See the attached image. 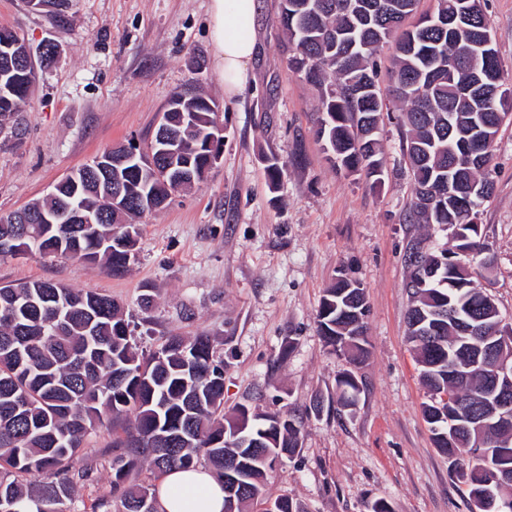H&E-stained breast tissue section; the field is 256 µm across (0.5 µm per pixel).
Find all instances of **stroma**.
<instances>
[{"instance_id":"stroma-1","label":"stroma","mask_w":512,"mask_h":512,"mask_svg":"<svg viewBox=\"0 0 512 512\" xmlns=\"http://www.w3.org/2000/svg\"><path fill=\"white\" fill-rule=\"evenodd\" d=\"M278 0H258L256 53L241 94L224 95L209 37V0H68L56 22L28 0H0V28L34 47L54 41L38 67L30 104L0 128V214L42 198L69 171L118 144L146 145L174 92L203 89L219 106L223 155L203 182L138 218L127 271L55 255L0 260V285L50 281L111 296L125 309L140 350L171 335L217 337L224 357V410H292L300 446L265 480L264 497H289L299 512H470L433 444L427 399L407 341L410 244L453 249L445 224H410L411 184L396 117L380 134L381 184L329 159L317 139L319 92L282 52ZM506 76L512 78V0H485ZM282 166L270 189L263 158ZM494 189L480 232L495 256L474 286L512 318V119L494 143ZM361 284L370 353L356 406L336 403L352 370L318 332L323 292L338 277ZM150 306H142L143 294ZM324 409L314 413L315 400ZM112 431L100 428L74 457L92 478L73 512L112 493Z\"/></svg>"}]
</instances>
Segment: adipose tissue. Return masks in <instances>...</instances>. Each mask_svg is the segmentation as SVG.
Instances as JSON below:
<instances>
[{
  "label": "adipose tissue",
  "mask_w": 512,
  "mask_h": 512,
  "mask_svg": "<svg viewBox=\"0 0 512 512\" xmlns=\"http://www.w3.org/2000/svg\"><path fill=\"white\" fill-rule=\"evenodd\" d=\"M210 36L224 95L231 98L247 84L248 68L256 51L252 35L257 0H210ZM158 512H224V481L205 468L171 470L156 486Z\"/></svg>",
  "instance_id": "1"
}]
</instances>
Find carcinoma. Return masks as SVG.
<instances>
[{
  "label": "carcinoma",
  "mask_w": 512,
  "mask_h": 512,
  "mask_svg": "<svg viewBox=\"0 0 512 512\" xmlns=\"http://www.w3.org/2000/svg\"><path fill=\"white\" fill-rule=\"evenodd\" d=\"M297 0H281L278 19L287 35L284 51L289 67L322 90L317 134L335 155L339 168L359 170L381 182L383 158L378 130L388 109L387 97L402 104L409 135L403 143L413 180L411 224H451L468 230L483 199H467L470 184L493 190L494 141L503 120L512 114V94L500 91L488 112L459 97L470 59H475L489 85L508 84L496 46L481 47L491 31L475 0H435L408 27L418 0H325L320 14H298ZM395 39L389 95L379 85L375 56ZM457 67L448 70V60ZM32 80L23 69L0 62V119L26 109ZM207 97L192 94L182 111L167 113L166 132L174 136L176 163L199 172L209 152L213 113ZM124 188L112 203L114 183ZM165 184L134 170L115 166L108 174L80 175L77 183L59 187L56 197L24 209L28 224L0 223V242L10 252L0 258L37 255L43 250L99 263L123 271L134 257L135 225L127 219L151 211L167 199ZM103 215L98 224H40L36 217L55 215L66 206ZM456 249L468 254L472 272L491 267L493 256L477 232ZM411 270L435 272L434 286L406 288L412 303L408 326L420 323L419 336L408 333L417 351L420 377L430 394L423 414L437 448L448 455L454 476L472 512H512V433L494 429L476 447L477 437L462 428L444 441L448 425L437 419L448 410L458 423L490 411L494 396L484 371L468 368L464 336L494 345L496 357L509 358L512 343L494 336L500 317L488 295L463 276L461 262L435 254L424 240L411 243L406 254ZM364 289L350 280L324 292L317 318L319 334L333 351H345L357 366L368 356ZM338 400L356 405L360 385L356 372H346L336 386ZM131 425H124L128 415ZM281 432L266 439L268 448L295 453L301 418L283 413ZM224 359L211 336H171L145 355L132 342L130 323L120 305L93 290L75 291L45 281H23L0 287V512H63L74 500L75 487L91 479L90 470L74 472L71 462L96 429L119 427L112 442V492L123 512H157L154 485L135 481L144 461L163 473L203 463L224 474ZM248 489L236 512L261 499L263 481L273 465L265 449L255 450ZM507 475L496 486V503L485 501L484 483Z\"/></svg>",
  "instance_id": "cac0c4a2"
}]
</instances>
